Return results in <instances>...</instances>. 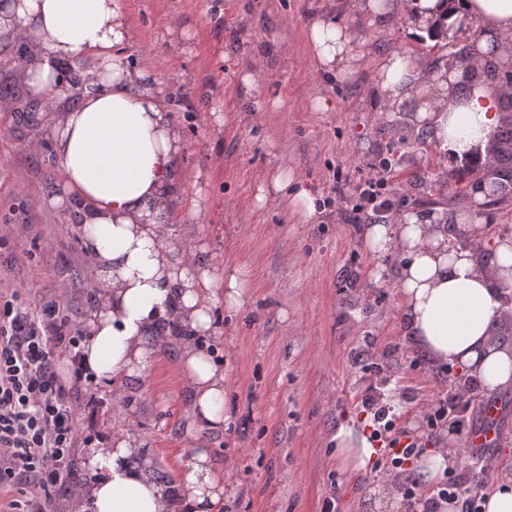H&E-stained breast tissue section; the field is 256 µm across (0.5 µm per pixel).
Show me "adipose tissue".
Here are the masks:
<instances>
[{
  "label": "adipose tissue",
  "mask_w": 512,
  "mask_h": 512,
  "mask_svg": "<svg viewBox=\"0 0 512 512\" xmlns=\"http://www.w3.org/2000/svg\"><path fill=\"white\" fill-rule=\"evenodd\" d=\"M403 8L414 40H432L440 22L482 54L491 42L512 41V0H405ZM2 32L31 42L26 72L38 95L56 83L54 59H96L88 88L50 133L61 191L48 203L75 208L78 236L105 288L80 346L81 369L118 403L126 383L174 347L189 390L188 456L177 483L158 482L143 440L123 431L86 448L96 478L81 497L90 512H220L224 475L198 434L223 429L227 378L207 340L223 333L218 307L250 302L249 281L239 269L219 275L196 261V243H169L176 225L205 211L209 200L198 189L186 208L173 207L187 180L179 166L182 135L154 78L121 55L131 29L120 0H8L0 9ZM357 38V29L322 17L306 25L309 56L329 74L353 72ZM446 74L392 53L377 68L376 93L386 112L424 96L414 124L430 130L442 155L462 160L493 132L496 100L478 93L454 108ZM469 218L462 209L451 228L440 214L399 215L367 226L364 244L376 257L398 260L395 283L411 342L433 362L478 379L489 395L512 385V347L492 333L512 294V238L496 239L488 257L458 245ZM336 445L344 469L358 474L371 466L375 450L364 435L340 429Z\"/></svg>",
  "instance_id": "ef3b65f1"
}]
</instances>
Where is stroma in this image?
<instances>
[{
  "label": "stroma",
  "mask_w": 512,
  "mask_h": 512,
  "mask_svg": "<svg viewBox=\"0 0 512 512\" xmlns=\"http://www.w3.org/2000/svg\"><path fill=\"white\" fill-rule=\"evenodd\" d=\"M132 31L123 48L131 66L153 73L166 108L182 131L180 165L198 178L210 201L198 220L177 225L171 239L200 237L203 261L216 271L244 269L250 307L224 314V333L211 344L229 379L228 423L206 434L217 467L232 463L225 512H322L336 498L340 512H377L374 487L396 490L374 471L353 474L339 462L336 433L364 428L361 399L375 386L399 427L426 435L425 452L459 450L462 438L429 435L405 394L446 390L448 370L410 347L400 299L392 284L375 283V261L364 245L363 225L348 221L353 185L336 181V169H368L379 149L398 142L401 161L387 186L398 212L443 214L454 222L455 194L469 161L442 158L426 132L410 122L413 101L382 112L374 95L380 60L393 52L439 68L437 54L408 38L407 20L361 28V60L347 77L321 72L305 40L309 17L353 24L346 0H122ZM254 69L267 98L249 106L240 82ZM326 111H318L317 101ZM54 104L41 125L0 112V225L11 227L0 246V286L21 285L27 304L63 303L72 323L87 329L104 291L74 229L76 217L45 206L60 182L44 149L62 112ZM285 167L310 187L320 205L304 221L290 206L291 190L258 202L259 178ZM471 243L490 250L498 235L512 237V201L473 203ZM373 345L377 370L351 366L353 348ZM83 432L100 439L117 430L140 435L154 476L177 482L186 458L187 391L176 349L164 351L121 404L112 392L81 382ZM496 420L473 413L471 430L493 428L498 441L482 454L496 468L512 465V387L494 394Z\"/></svg>",
  "instance_id": "stroma-1"
}]
</instances>
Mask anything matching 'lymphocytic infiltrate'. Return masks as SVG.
I'll return each mask as SVG.
<instances>
[{"instance_id": "f902f5d3", "label": "lymphocytic infiltrate", "mask_w": 512, "mask_h": 512, "mask_svg": "<svg viewBox=\"0 0 512 512\" xmlns=\"http://www.w3.org/2000/svg\"><path fill=\"white\" fill-rule=\"evenodd\" d=\"M388 174L377 166L359 178L351 223L391 219L395 208L385 195ZM81 335L63 304L45 303L34 310L22 301L19 289L0 290V490L25 481L45 491L86 483L72 464L83 442L80 404L56 369L60 358L77 360ZM474 399L471 391H449L423 402L420 411L428 429L449 422L462 430L470 423ZM362 406L372 422L370 438L385 454L377 469L400 480L407 512H438L445 502L454 503L458 512H483L482 495L465 487L459 475L449 474L445 482L425 490L411 469L423 447L420 438L405 437L375 396H365Z\"/></svg>"}]
</instances>
